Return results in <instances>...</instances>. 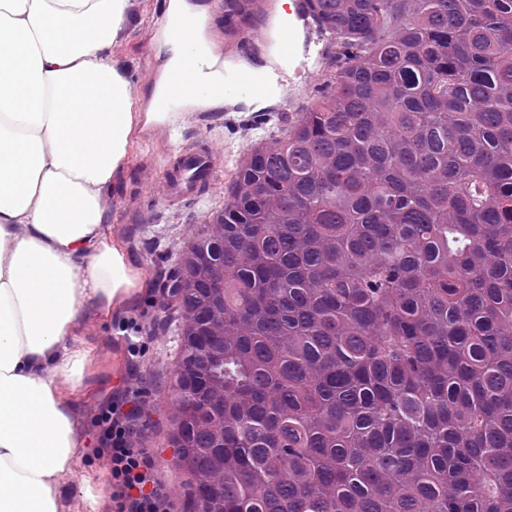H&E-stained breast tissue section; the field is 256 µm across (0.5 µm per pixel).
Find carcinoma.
<instances>
[{"instance_id": "1", "label": "carcinoma", "mask_w": 512, "mask_h": 512, "mask_svg": "<svg viewBox=\"0 0 512 512\" xmlns=\"http://www.w3.org/2000/svg\"><path fill=\"white\" fill-rule=\"evenodd\" d=\"M304 2L335 69L166 284L185 512H512V0Z\"/></svg>"}]
</instances>
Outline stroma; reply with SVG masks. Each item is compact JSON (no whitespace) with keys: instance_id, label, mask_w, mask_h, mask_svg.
I'll list each match as a JSON object with an SVG mask.
<instances>
[{"instance_id":"obj_1","label":"stroma","mask_w":512,"mask_h":512,"mask_svg":"<svg viewBox=\"0 0 512 512\" xmlns=\"http://www.w3.org/2000/svg\"><path fill=\"white\" fill-rule=\"evenodd\" d=\"M165 0H136L128 33L112 47L136 92L148 89L162 66L154 34L163 18ZM209 10L208 36L218 62L275 66L270 33L275 26L279 0H260L259 16L244 28L224 25V0H200ZM297 29L298 62L281 73L284 91L276 103L260 111L244 104L212 110L179 109L175 125H160L132 138L126 163L115 175L107 195L109 233L113 243L125 252L143 282L131 302L103 311L87 305L79 332L92 349L88 374L73 396L83 447L74 466L67 490L70 500L95 497L101 512H112V488L104 458L98 456L97 409L107 402L129 378L127 340L118 324L136 322V334L148 350L143 359L144 430L134 439L138 448L151 449L158 482L181 490L184 474L173 464L168 443L171 409L165 396L169 390L177 357L176 326L168 316L166 303L151 304L161 294L166 274L194 231L208 223L224 207L225 189L237 165L255 142L280 126L283 117L311 109L317 100L316 84L327 74L332 52L329 36L318 32L310 18H300ZM188 144L213 147L221 156L223 171L205 184L197 196L173 204L159 201L154 187L160 186Z\"/></svg>"}]
</instances>
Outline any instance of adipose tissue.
I'll return each mask as SVG.
<instances>
[{"label":"adipose tissue","instance_id":"obj_1","mask_svg":"<svg viewBox=\"0 0 512 512\" xmlns=\"http://www.w3.org/2000/svg\"><path fill=\"white\" fill-rule=\"evenodd\" d=\"M131 0H0V512H70L80 453L71 391L90 349L88 301L129 298L139 276L108 244L105 199L136 130L223 104L224 71L199 62L207 17L168 0L163 68L146 111L112 56Z\"/></svg>","mask_w":512,"mask_h":512}]
</instances>
